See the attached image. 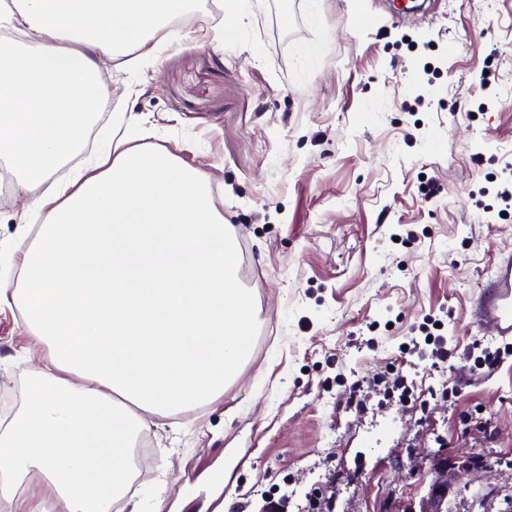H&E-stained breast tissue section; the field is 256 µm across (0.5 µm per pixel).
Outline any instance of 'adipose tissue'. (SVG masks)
Returning <instances> with one entry per match:
<instances>
[{
  "label": "adipose tissue",
  "instance_id": "adipose-tissue-1",
  "mask_svg": "<svg viewBox=\"0 0 512 512\" xmlns=\"http://www.w3.org/2000/svg\"><path fill=\"white\" fill-rule=\"evenodd\" d=\"M187 3L20 0L8 22L33 48L0 38V159L18 193L82 146L99 61L145 46ZM133 139L115 129L91 166L36 200L38 243L19 285L0 282V306H17L33 345L54 351L0 422V501L13 512H111L147 415L211 402L252 349V291L208 178Z\"/></svg>",
  "mask_w": 512,
  "mask_h": 512
}]
</instances>
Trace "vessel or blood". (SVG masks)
<instances>
[{"label": "vessel or blood", "mask_w": 512, "mask_h": 512, "mask_svg": "<svg viewBox=\"0 0 512 512\" xmlns=\"http://www.w3.org/2000/svg\"><path fill=\"white\" fill-rule=\"evenodd\" d=\"M475 321L487 336L512 341V260L497 264L475 303Z\"/></svg>", "instance_id": "vessel-or-blood-1"}]
</instances>
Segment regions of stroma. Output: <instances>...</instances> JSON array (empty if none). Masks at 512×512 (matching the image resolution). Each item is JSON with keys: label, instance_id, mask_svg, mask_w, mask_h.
I'll list each match as a JSON object with an SVG mask.
<instances>
[{"label": "stroma", "instance_id": "obj_1", "mask_svg": "<svg viewBox=\"0 0 512 512\" xmlns=\"http://www.w3.org/2000/svg\"><path fill=\"white\" fill-rule=\"evenodd\" d=\"M246 0L237 40L216 0L143 50L100 66L105 109L81 151L28 196L0 192V277L45 214L31 199L109 142L173 149L209 179L233 230L258 321L240 377L211 403L151 419L147 473L119 512H417L440 446L477 449L453 512L512 500V359L471 367L472 305L512 257V0ZM444 363L406 352L423 325ZM49 346L29 352L18 308L0 309V414L25 403ZM402 372L401 401L383 385ZM363 381L367 408H347ZM165 491H158V484Z\"/></svg>", "mask_w": 512, "mask_h": 512}]
</instances>
